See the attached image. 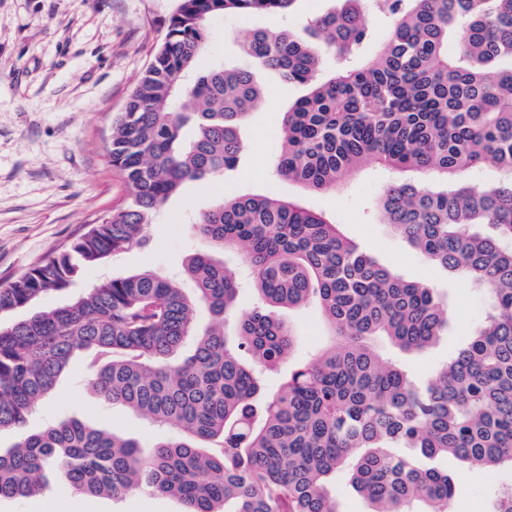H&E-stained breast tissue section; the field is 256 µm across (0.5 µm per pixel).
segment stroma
Returning a JSON list of instances; mask_svg holds the SVG:
<instances>
[{
    "instance_id": "stroma-1",
    "label": "stroma",
    "mask_w": 512,
    "mask_h": 512,
    "mask_svg": "<svg viewBox=\"0 0 512 512\" xmlns=\"http://www.w3.org/2000/svg\"><path fill=\"white\" fill-rule=\"evenodd\" d=\"M176 5L177 0H0V286L53 256L126 199L129 188L109 156L112 116L123 110L153 60ZM272 22L260 14L215 17L198 69L233 58L234 38ZM260 78L272 93L243 130L244 166L188 184L149 226L147 246H132L86 269L73 293L142 269L178 271L189 254L205 247L193 221L223 195L303 197L309 208L325 213L405 277L437 280V273L378 220L377 198L391 178L383 167L368 165L349 174L340 189L308 195L275 174L281 112L299 90L278 84L270 73ZM448 305L453 336L428 354L397 357L418 376H430L456 351L483 320L487 301L459 281L449 290ZM289 319L297 337L291 360L298 363L323 344L324 329L312 305L291 311ZM88 373L85 360L75 359L50 400L29 416L27 430L77 418L151 439L142 420L91 392ZM446 466L455 481L454 512H485L491 494L512 484V471L505 468L484 470L453 459ZM62 489L57 477L48 476L39 505L1 500L0 512H182L168 497L137 493L112 499L74 492L65 497Z\"/></svg>"
}]
</instances>
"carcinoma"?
<instances>
[{
  "mask_svg": "<svg viewBox=\"0 0 512 512\" xmlns=\"http://www.w3.org/2000/svg\"><path fill=\"white\" fill-rule=\"evenodd\" d=\"M177 2L112 118L128 200L1 285L0 316L146 244L184 184L242 166L241 130L268 94L259 69L302 89L283 115L276 174L307 193L337 190L369 164L421 174L390 182L377 206L443 281L406 279L300 201L222 196L193 225L207 249L180 276L110 277L0 326V431L23 427L78 354L104 403L159 429L146 454L135 437L52 421L0 453V500L41 496L54 471L86 496L158 494L183 512H338L345 470L370 512H450L455 482L440 459L512 468V0H374L390 26L365 59L375 41L366 0L318 14L301 11L303 0ZM248 13L301 25L254 29L247 66L197 71L209 20ZM485 166L497 177L473 186L465 175ZM228 253L252 275L246 315ZM454 280L486 291L491 310L435 378L417 382L382 345L423 355L450 336L444 289ZM310 304L328 341L268 395L259 373L280 369L297 342L281 312ZM201 309L212 319L204 329ZM489 512H512V487Z\"/></svg>",
  "mask_w": 512,
  "mask_h": 512,
  "instance_id": "carcinoma-1",
  "label": "carcinoma"
}]
</instances>
